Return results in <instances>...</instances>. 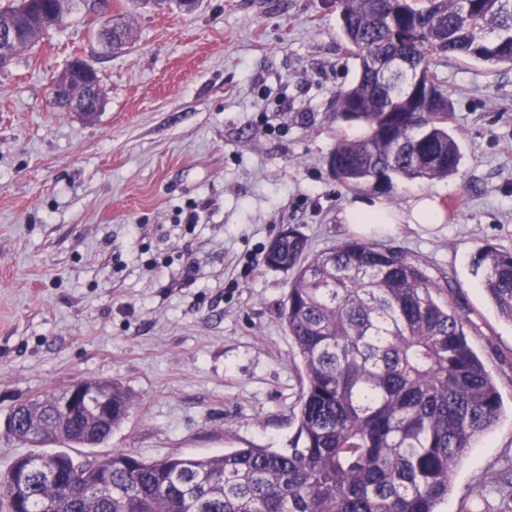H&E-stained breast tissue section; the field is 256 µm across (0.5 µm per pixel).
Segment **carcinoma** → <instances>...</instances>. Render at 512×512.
I'll list each match as a JSON object with an SVG mask.
<instances>
[{
  "label": "carcinoma",
  "mask_w": 512,
  "mask_h": 512,
  "mask_svg": "<svg viewBox=\"0 0 512 512\" xmlns=\"http://www.w3.org/2000/svg\"><path fill=\"white\" fill-rule=\"evenodd\" d=\"M68 10L69 0H8L0 26L28 49ZM336 11L359 61L336 115L364 132L338 139L330 168L354 187L457 173L438 67L512 65V0H336ZM394 58L418 75L414 87L388 77ZM265 263L292 272L282 318L303 370L294 447L155 461L120 450L92 463L64 450L25 454L0 473V512H441L455 466L501 414L453 291L442 298L425 265L399 250L350 239L313 251L292 226ZM473 265L511 322L512 250L483 248ZM89 385L112 399V416L63 418L65 391H53L18 404L6 432L35 446L102 444L132 403L110 381Z\"/></svg>",
  "instance_id": "cac0c4a2"
}]
</instances>
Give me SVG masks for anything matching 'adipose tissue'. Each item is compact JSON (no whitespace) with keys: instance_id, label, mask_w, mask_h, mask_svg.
<instances>
[{"instance_id":"ef3b65f1","label":"adipose tissue","mask_w":512,"mask_h":512,"mask_svg":"<svg viewBox=\"0 0 512 512\" xmlns=\"http://www.w3.org/2000/svg\"><path fill=\"white\" fill-rule=\"evenodd\" d=\"M410 204L409 214L402 215L376 202L356 200L347 205L342 217L350 233L365 237L394 231L397 224L403 222L428 228L443 223L444 215L431 197L418 194L411 199Z\"/></svg>"}]
</instances>
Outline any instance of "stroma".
<instances>
[{"mask_svg":"<svg viewBox=\"0 0 512 512\" xmlns=\"http://www.w3.org/2000/svg\"><path fill=\"white\" fill-rule=\"evenodd\" d=\"M118 17L133 38L115 50L97 32ZM77 55L101 80L90 118L49 103ZM357 69L334 0H200L190 13L75 0L19 50L0 70V420L23 400L109 380L134 408L104 443L72 445L77 461L291 447L301 363L281 318L292 275L266 266L270 241L292 225L319 251L348 240V203L403 213L422 193L445 215L436 233L402 224L372 241L451 279L477 326L468 340L502 413L442 509L496 512L512 467V323L471 261L512 250V67L439 66L457 174L349 188L326 160L360 130L334 115Z\"/></svg>","mask_w":512,"mask_h":512,"instance_id":"obj_1","label":"stroma"}]
</instances>
